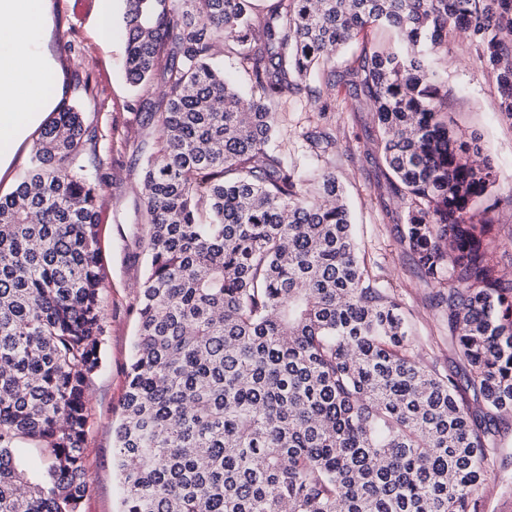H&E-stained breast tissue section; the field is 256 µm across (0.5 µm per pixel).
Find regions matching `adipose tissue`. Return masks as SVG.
<instances>
[{
    "label": "adipose tissue",
    "instance_id": "adipose-tissue-1",
    "mask_svg": "<svg viewBox=\"0 0 512 512\" xmlns=\"http://www.w3.org/2000/svg\"><path fill=\"white\" fill-rule=\"evenodd\" d=\"M50 23L48 0H0V175L57 104L46 89L62 75L41 46Z\"/></svg>",
    "mask_w": 512,
    "mask_h": 512
}]
</instances>
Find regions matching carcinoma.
I'll use <instances>...</instances> for the list:
<instances>
[{"instance_id":"obj_1","label":"carcinoma","mask_w":512,"mask_h":512,"mask_svg":"<svg viewBox=\"0 0 512 512\" xmlns=\"http://www.w3.org/2000/svg\"><path fill=\"white\" fill-rule=\"evenodd\" d=\"M125 73L159 62L164 111L143 168L147 275L113 466L120 512H472L512 419V274L497 270L500 181L443 112L456 30L512 121V0H123ZM342 77L369 99L403 242L439 294L462 373L415 351L401 303L360 256L336 175L271 144L273 103L366 28ZM226 43L243 98L209 64ZM222 104L218 109L215 104ZM92 132L69 106L0 195V512H80L103 272ZM316 157L336 137L306 136ZM46 467L24 468L21 444ZM392 39V33L388 30L376 27L369 28L364 38L360 35L359 38L354 40L336 59V72L338 73L353 64L356 57L360 54L362 42L389 45Z\"/></svg>"}]
</instances>
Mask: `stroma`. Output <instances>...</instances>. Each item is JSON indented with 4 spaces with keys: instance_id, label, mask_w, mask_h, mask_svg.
I'll list each match as a JSON object with an SVG mask.
<instances>
[{
    "instance_id": "35a3bbf8",
    "label": "stroma",
    "mask_w": 512,
    "mask_h": 512,
    "mask_svg": "<svg viewBox=\"0 0 512 512\" xmlns=\"http://www.w3.org/2000/svg\"><path fill=\"white\" fill-rule=\"evenodd\" d=\"M100 0H50L51 27L44 47L62 74L59 104L76 107L95 137L85 146L87 163L104 179L97 192L99 249L104 272L105 310L102 365L89 383L90 416L85 436V469L90 485L81 512H120L121 487L112 464L113 430L137 330V301L147 272L146 228L142 222L144 151L159 137L139 109L143 100L166 102L162 72L143 88L132 87L123 69L121 0H112V37L98 35ZM440 70L450 90L446 119L466 138L477 140L498 168L501 181L493 197L512 194V122L499 113L494 79L480 68L464 32H456L440 55ZM307 88L281 99L274 142L302 172L321 165L344 188L357 242L380 284L398 295L418 351L440 370H458L460 355L448 337V324L400 239L407 206L390 186L378 126L366 97L345 83L316 72ZM319 94L330 110L312 112ZM333 132L336 149L314 162L306 134L314 127ZM498 462L484 484L477 512H512V427L500 433Z\"/></svg>"
}]
</instances>
